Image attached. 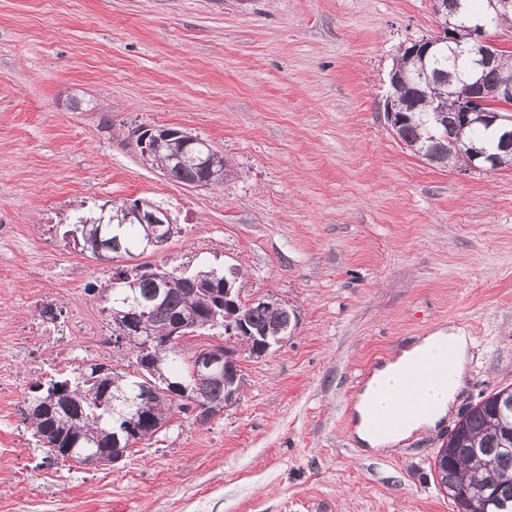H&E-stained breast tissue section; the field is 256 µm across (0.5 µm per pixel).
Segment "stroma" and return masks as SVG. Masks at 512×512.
<instances>
[{
	"mask_svg": "<svg viewBox=\"0 0 512 512\" xmlns=\"http://www.w3.org/2000/svg\"><path fill=\"white\" fill-rule=\"evenodd\" d=\"M433 0H0V324L47 287L94 327L115 269L235 267L298 314L242 358L235 404L178 414L110 466L0 453V512H454L434 457L461 413L512 384V166L462 174L418 158L384 114L400 48L435 35ZM222 153L224 184L143 162L142 126ZM169 202L162 247L110 262L63 238L82 203ZM77 268L50 281L59 253ZM472 338L437 430L369 453L353 436L372 370L439 327Z\"/></svg>",
	"mask_w": 512,
	"mask_h": 512,
	"instance_id": "obj_1",
	"label": "stroma"
}]
</instances>
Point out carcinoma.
Masks as SVG:
<instances>
[{
	"label": "carcinoma",
	"mask_w": 512,
	"mask_h": 512,
	"mask_svg": "<svg viewBox=\"0 0 512 512\" xmlns=\"http://www.w3.org/2000/svg\"><path fill=\"white\" fill-rule=\"evenodd\" d=\"M464 0L466 18L460 20L459 34L468 37V22L475 21L484 7ZM416 44L400 49L395 66L403 81L394 91V107L399 121L392 131L414 154L440 167L458 162L453 143L486 148L497 155L495 167L512 163V152L492 147L488 126L475 123L466 128L456 125L453 88L440 82L448 75L468 77L464 60L435 47L427 58L414 53ZM512 78V53L499 51L495 68L484 79L493 85L502 78ZM172 146L163 145L150 158L151 165L163 176L193 187L205 177L194 161L170 160ZM74 229L66 231L81 250L97 260H111L113 235L120 236L121 253L132 256L144 252L143 225L112 221V209L93 205L75 216ZM224 268L204 265L189 275L178 274L151 264L137 265L129 271L112 274V282L98 289V297L107 309L136 308L141 303L154 307L151 330L155 336L148 351L129 339L126 344L136 353V363L144 377L130 378L102 363L78 366L71 378L51 379L31 387L26 420L30 421L40 447L48 457L78 460V449L92 443L103 454L117 458L160 432L169 417L178 412H194V419L204 414L206 405L226 402L239 393L242 375L239 350L232 349L231 361L224 364V374L197 382L193 356L182 353L171 341L173 329L189 314L194 323L181 331L193 336L202 330L222 329L224 340L245 349L250 357H259L266 342L288 336L282 330L281 314L260 307H248L240 299L236 306L226 304ZM161 386L159 395L149 388ZM492 392L475 406L461 426L441 446L434 457V482L448 496L457 512H512V407L497 409ZM140 404L139 425L128 430L127 417L134 408L127 400Z\"/></svg>",
	"instance_id": "cac0c4a2"
}]
</instances>
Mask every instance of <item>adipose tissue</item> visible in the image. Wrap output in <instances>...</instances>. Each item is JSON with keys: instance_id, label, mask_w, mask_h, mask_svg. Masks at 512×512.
Instances as JSON below:
<instances>
[{"instance_id": "obj_1", "label": "adipose tissue", "mask_w": 512, "mask_h": 512, "mask_svg": "<svg viewBox=\"0 0 512 512\" xmlns=\"http://www.w3.org/2000/svg\"><path fill=\"white\" fill-rule=\"evenodd\" d=\"M452 345V352H445V345ZM472 339L458 328H441L423 337L418 342L403 349L393 360L376 368L365 382L362 392L354 405L356 423L353 434L364 448L380 451L414 433L436 429L445 421L456 396L464 387L468 375L470 347ZM426 354L433 359L452 355L453 364L448 381L441 387L422 389L421 394L429 408L422 414L413 416L398 430L387 433L373 432L366 421V410L379 391L404 388L401 377L404 367L411 364L419 355Z\"/></svg>"}]
</instances>
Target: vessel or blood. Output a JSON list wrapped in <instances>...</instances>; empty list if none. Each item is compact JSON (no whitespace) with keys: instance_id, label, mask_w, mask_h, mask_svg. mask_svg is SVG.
Wrapping results in <instances>:
<instances>
[{"instance_id":"1","label":"vessel or blood","mask_w":512,"mask_h":512,"mask_svg":"<svg viewBox=\"0 0 512 512\" xmlns=\"http://www.w3.org/2000/svg\"><path fill=\"white\" fill-rule=\"evenodd\" d=\"M449 368L450 364L445 360L440 362L418 361L417 365L408 371L405 392L392 391L388 393L389 410L383 414L373 410L369 411L368 418L371 424L376 429L391 431L400 426L409 414L423 410L425 404L418 394L420 385L445 381Z\"/></svg>"}]
</instances>
